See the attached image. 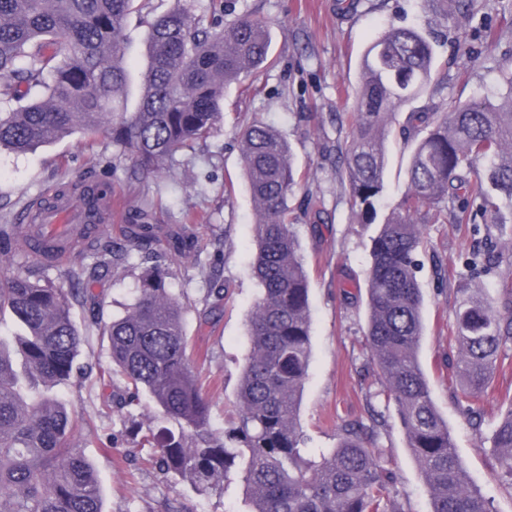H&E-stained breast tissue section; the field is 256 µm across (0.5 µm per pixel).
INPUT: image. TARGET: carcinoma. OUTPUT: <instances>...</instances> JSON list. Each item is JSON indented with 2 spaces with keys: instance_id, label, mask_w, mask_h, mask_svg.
Returning <instances> with one entry per match:
<instances>
[{
  "instance_id": "cac0c4a2",
  "label": "carcinoma",
  "mask_w": 512,
  "mask_h": 512,
  "mask_svg": "<svg viewBox=\"0 0 512 512\" xmlns=\"http://www.w3.org/2000/svg\"><path fill=\"white\" fill-rule=\"evenodd\" d=\"M136 0H0V95L17 106L0 112V149L25 153L75 132L104 134L146 172L208 137L223 118L224 89L268 62L267 23L249 16L204 20L176 0L150 23L141 79L152 90L128 105L130 61L125 27ZM435 51L416 27L375 36L360 63L357 118L339 151L346 189L362 224H378L367 269V341L382 394L395 404L425 477L431 512H493L468 482L448 423L436 409L418 358L424 333L423 297L416 278L422 230L413 217L446 200L482 201L452 208L456 224H473L484 207L512 215V71L505 92L451 101L446 112H411L407 129L422 137L411 151L409 188L398 207L378 217L385 188V139L397 108L432 83ZM242 163L258 219L253 272L261 294L247 321L250 349L234 406L237 419L222 432L210 425V405L188 352L183 294L168 272L146 267L134 302L103 328L111 365L129 403L145 397L150 418L143 446L167 475L190 476L198 491L239 480L249 512H405L394 500V473L375 448L383 415L337 427L336 446L311 453L299 423L311 357L309 274L288 219L297 186L290 146L273 128L253 121L239 132ZM487 162L486 181L471 179ZM22 225H0V253L20 240ZM159 224L129 225L127 242L149 255ZM170 250L185 257L198 242L183 228L167 231ZM470 277L456 289L448 344L456 396L468 405L491 386L501 348L512 344V270L498 300L476 281L493 269L474 254ZM73 293L13 274L0 286V313L23 327L17 354L0 341V512H102L92 464L74 444L84 421L52 389L86 378L78 357L84 336L72 316ZM175 421V431L165 423ZM500 477L512 486V405L491 437Z\"/></svg>"
}]
</instances>
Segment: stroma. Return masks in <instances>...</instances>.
Instances as JSON below:
<instances>
[{"mask_svg":"<svg viewBox=\"0 0 512 512\" xmlns=\"http://www.w3.org/2000/svg\"><path fill=\"white\" fill-rule=\"evenodd\" d=\"M341 0H227L226 20L244 15L269 22V65L224 91V115L210 135L166 162L162 175H146L104 135L74 134L36 150H0V224L27 218L49 190L88 182L112 185V218L100 226V240L123 246L122 227L137 214L151 224L190 225L200 249L177 260L158 245L152 260L167 267L175 292L190 304L184 324L194 350V367L210 401L216 431L230 427L242 363L250 342L246 321L261 289L253 275L256 214L241 163L238 131L257 120L288 142L298 172L289 198L295 231L310 276L311 347L309 376L301 405V426L311 448H330L336 426L382 411L378 438L382 460L395 473L394 489L406 512H431L424 475L406 444L394 404L381 393L380 376L366 340V269L374 226L358 223L342 182L338 151L350 131L361 56L378 33L398 26H427L434 44L437 85L401 107L387 143L384 210L399 202L408 184L414 141L403 134L408 112H444L452 99L497 97L501 71L512 65V0H474L473 14L458 15L452 0H361L347 12ZM174 0H139L127 23V53L137 70L147 64L148 25ZM424 244L416 255V277L424 299L425 335L419 360L431 397L447 421L457 456L469 478L492 503L493 512H512V488L496 474L490 437L501 411L512 405V345L499 357L492 388L482 399L481 422L470 420L455 395L448 347L454 320L457 279L466 273L470 251L498 254L495 272L482 275L484 289L499 295L502 275L512 266V244L502 241L494 212L476 224L451 223L449 215L416 218ZM68 260L54 263L15 249L0 256V279L23 273L64 289ZM140 253L130 252L88 281L91 299H78L73 313L87 340L80 362L108 365L109 347L93 324L123 314L135 298L142 272ZM224 300L208 312L201 298L214 283ZM120 376L111 384L98 377L59 387L58 393L88 426L76 445L95 468L104 512H248L243 486L197 491L191 480L164 475L147 460L140 441L150 421L145 405L104 410L118 399Z\"/></svg>","mask_w":512,"mask_h":512,"instance_id":"stroma-1","label":"stroma"}]
</instances>
